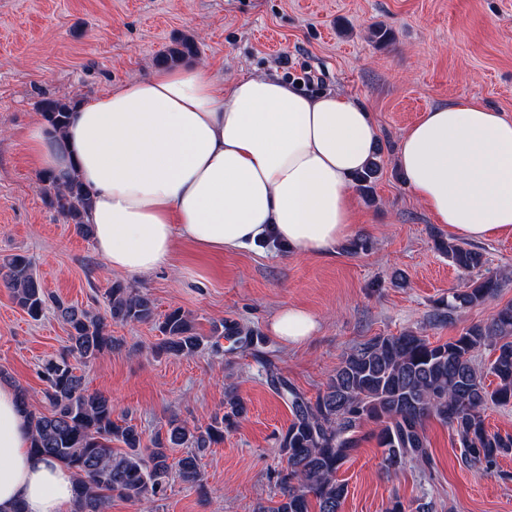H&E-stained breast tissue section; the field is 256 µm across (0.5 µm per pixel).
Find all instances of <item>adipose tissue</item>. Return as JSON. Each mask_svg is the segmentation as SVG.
<instances>
[{
  "label": "adipose tissue",
  "mask_w": 512,
  "mask_h": 512,
  "mask_svg": "<svg viewBox=\"0 0 512 512\" xmlns=\"http://www.w3.org/2000/svg\"><path fill=\"white\" fill-rule=\"evenodd\" d=\"M377 140L349 96L266 75L224 87L188 66L82 103L64 133L36 126L27 149L43 169H75L98 253L143 275L169 265L181 239L217 253L269 242L329 253L352 229L353 177ZM397 165L453 237L512 234V119L470 98L430 108L401 137ZM316 328L294 306L270 324L292 344ZM73 489L70 471L31 452L17 390L0 382V512H66Z\"/></svg>",
  "instance_id": "ef3b65f1"
}]
</instances>
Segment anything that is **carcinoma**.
<instances>
[{
  "label": "carcinoma",
  "instance_id": "obj_1",
  "mask_svg": "<svg viewBox=\"0 0 512 512\" xmlns=\"http://www.w3.org/2000/svg\"><path fill=\"white\" fill-rule=\"evenodd\" d=\"M197 53L193 37L183 36L156 58L159 65H173ZM75 98H44L39 111L56 131L68 124L79 107ZM381 171L375 153L354 180L360 192L373 194ZM48 205L74 225L83 237L92 236L86 215L92 207L90 191L75 171H47ZM438 251L470 276L462 289L448 293L436 316L450 318L460 309L478 306L497 297L512 279L487 267L482 251L456 238L435 234ZM0 283L16 304L34 321L48 306L56 308L67 326L68 345L46 359L40 375L48 412L30 403L25 392L19 404L31 428V451L51 459L76 477L72 512H108L114 497L153 503L166 497L170 482L204 488L201 453L224 441L245 416L244 401L232 390L225 393L224 409L205 427H189L172 418L165 432H157L143 447L142 433L113 418L112 401L91 392L73 361L87 363L119 346L112 323L152 324L162 335L156 351L176 358L195 356L205 345L191 318L179 308L159 316L148 294L119 282L107 291L105 313L79 309L50 294L33 272L24 254L0 261ZM212 334L233 340L235 348L260 353L266 340L257 331L237 322L215 323ZM488 347L496 353L488 373L498 383L489 389L484 373L474 363L475 354ZM270 385L288 405L293 419L280 434L278 448L286 466L276 472L280 500L258 512H341L347 486L336 478L338 470L359 444L367 423L377 427V440L389 466L430 464L426 423L448 426L464 450L470 466L485 471L497 467L499 457L512 451V436L488 430L484 413L491 406L512 404V304L500 307L487 322L475 323L458 336L433 343L408 330L396 336H375L357 345L330 375L325 388L309 398L270 369ZM120 447L115 448L113 444ZM186 452L174 457L171 451Z\"/></svg>",
  "mask_w": 512,
  "mask_h": 512
}]
</instances>
